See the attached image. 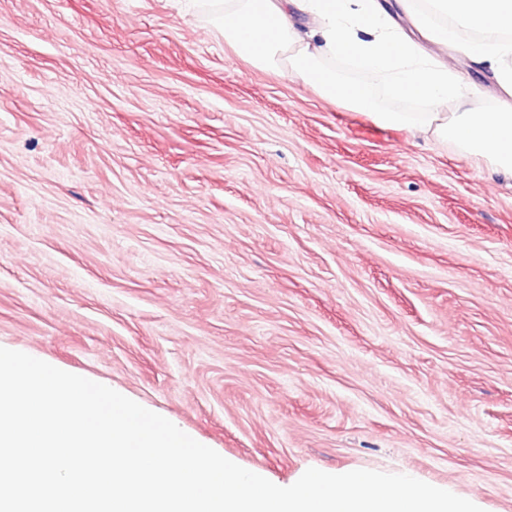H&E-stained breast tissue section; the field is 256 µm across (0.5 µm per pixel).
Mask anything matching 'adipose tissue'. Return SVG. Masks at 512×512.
<instances>
[{"label":"adipose tissue","mask_w":512,"mask_h":512,"mask_svg":"<svg viewBox=\"0 0 512 512\" xmlns=\"http://www.w3.org/2000/svg\"><path fill=\"white\" fill-rule=\"evenodd\" d=\"M253 68L288 72L319 95L343 99L387 126L453 143L495 170L512 173V0H408L422 36L456 43L474 65L493 69L505 101H479L453 65L420 49L382 0H180ZM340 61L378 80L420 112L383 107L366 86L337 78Z\"/></svg>","instance_id":"obj_1"}]
</instances>
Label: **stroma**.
I'll return each instance as SVG.
<instances>
[{"instance_id": "35a3bbf8", "label": "stroma", "mask_w": 512, "mask_h": 512, "mask_svg": "<svg viewBox=\"0 0 512 512\" xmlns=\"http://www.w3.org/2000/svg\"><path fill=\"white\" fill-rule=\"evenodd\" d=\"M0 346L275 484L512 512V176L176 0H0Z\"/></svg>"}]
</instances>
